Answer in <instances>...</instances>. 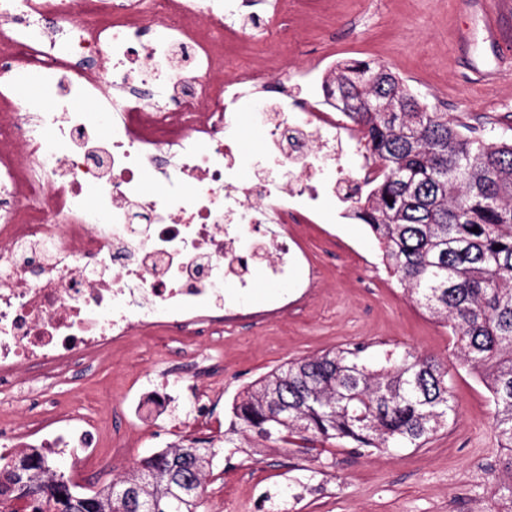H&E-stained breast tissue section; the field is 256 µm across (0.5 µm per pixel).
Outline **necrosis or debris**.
<instances>
[{
    "mask_svg": "<svg viewBox=\"0 0 512 512\" xmlns=\"http://www.w3.org/2000/svg\"><path fill=\"white\" fill-rule=\"evenodd\" d=\"M309 5L269 0L258 15L240 0H0L1 415L133 337L222 323L226 284L279 288L256 312L266 321L288 312L282 287L313 286L293 227L321 223L322 197L354 205L353 134L323 77L285 70L247 36L256 27L288 49ZM30 73L46 91L34 110L16 93ZM252 104L279 176L237 147ZM94 432L52 421L35 445L93 456Z\"/></svg>",
    "mask_w": 512,
    "mask_h": 512,
    "instance_id": "necrosis-or-debris-1",
    "label": "necrosis or debris"
}]
</instances>
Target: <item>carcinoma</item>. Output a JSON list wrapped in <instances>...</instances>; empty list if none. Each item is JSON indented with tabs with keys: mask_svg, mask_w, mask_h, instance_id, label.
<instances>
[{
	"mask_svg": "<svg viewBox=\"0 0 512 512\" xmlns=\"http://www.w3.org/2000/svg\"><path fill=\"white\" fill-rule=\"evenodd\" d=\"M326 90L380 171L353 217L367 225L404 294L448 329L511 448L512 141H490L431 111L383 64H338ZM366 349L338 347L271 371L232 403L229 431L271 443L290 434L338 439L369 451L420 448L455 420L448 365L396 348L369 364ZM215 455V446L186 439L142 458L131 475L83 495L86 505L69 512H202ZM63 478L51 451L11 456L0 462V512H20L30 493L38 498L25 512H60L39 490Z\"/></svg>",
	"mask_w": 512,
	"mask_h": 512,
	"instance_id": "cac0c4a2",
	"label": "carcinoma"
}]
</instances>
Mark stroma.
I'll return each instance as SVG.
<instances>
[{
	"label": "stroma",
	"mask_w": 512,
	"mask_h": 512,
	"mask_svg": "<svg viewBox=\"0 0 512 512\" xmlns=\"http://www.w3.org/2000/svg\"><path fill=\"white\" fill-rule=\"evenodd\" d=\"M318 12L297 25L285 66L317 67L350 60L381 63L396 72L433 110L493 138L512 139V54L489 38L488 14L512 15V0H318ZM335 233L301 229L310 261L322 271L311 290L292 288L286 318L224 325V355L213 373L224 397L212 406L228 422L233 399L284 363L355 343L381 360L401 347L444 361L451 375L457 418L420 448L358 452L347 443L270 444L250 437L224 445L219 430L194 425L174 430L130 409L127 394L149 392L145 377L173 371L175 358L161 332L113 349L110 364L70 384L49 387V399L67 404L72 423L104 427L99 463L57 457L79 492L131 474L154 448L192 437H212L222 468L207 471V512H512V491L499 472L507 456L493 426L489 393L459 366L446 328L413 304L380 262L365 224L337 219Z\"/></svg>",
	"instance_id": "1"
}]
</instances>
